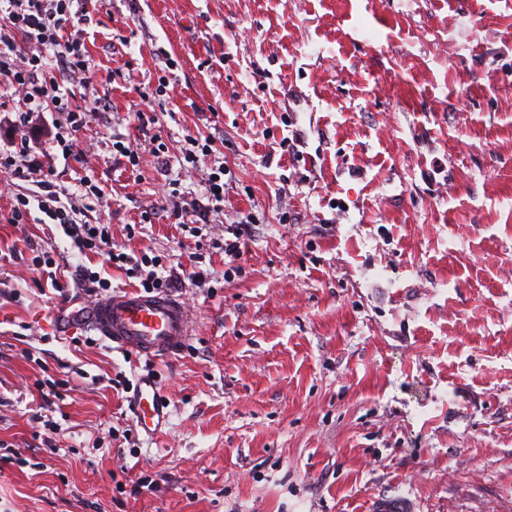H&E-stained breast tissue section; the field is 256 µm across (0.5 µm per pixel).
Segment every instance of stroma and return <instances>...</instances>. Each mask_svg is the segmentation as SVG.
<instances>
[{
	"mask_svg": "<svg viewBox=\"0 0 512 512\" xmlns=\"http://www.w3.org/2000/svg\"><path fill=\"white\" fill-rule=\"evenodd\" d=\"M84 30L93 77L46 74L93 115L66 155L46 106L32 145L110 234L84 256L39 210L9 223L36 185L0 171V512H369L393 494L512 512V0H99ZM189 135L214 156L187 163ZM219 162L224 209L196 237L170 193L202 196ZM250 213L225 278L214 244ZM117 250L186 271L204 254L206 282L171 291L191 321L175 356L58 333L94 302L64 295L81 266L134 290ZM118 373L155 377L154 436L126 440ZM63 377L47 442L39 383Z\"/></svg>",
	"mask_w": 512,
	"mask_h": 512,
	"instance_id": "1",
	"label": "stroma"
}]
</instances>
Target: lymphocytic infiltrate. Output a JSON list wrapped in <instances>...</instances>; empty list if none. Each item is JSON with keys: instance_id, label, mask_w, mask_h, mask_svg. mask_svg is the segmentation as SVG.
Segmentation results:
<instances>
[{"instance_id": "f902f5d3", "label": "lymphocytic infiltrate", "mask_w": 512, "mask_h": 512, "mask_svg": "<svg viewBox=\"0 0 512 512\" xmlns=\"http://www.w3.org/2000/svg\"><path fill=\"white\" fill-rule=\"evenodd\" d=\"M92 0H0V87H15L26 103L17 124L29 127L40 110L39 103L48 101L64 115L54 122L53 141L63 153H70L73 138L87 125V109L72 105L69 92L61 90L57 81L46 78V62L55 58L75 73H89L90 56L82 29L71 23L72 7L88 14ZM24 41L28 51L23 58L13 59L17 41ZM223 168L210 174L201 199L180 202L174 213L186 224H209L210 218L224 203ZM42 211L59 226L80 254L98 249L109 237V225L77 222L65 203L43 206Z\"/></svg>"}]
</instances>
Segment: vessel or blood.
Here are the masks:
<instances>
[{
    "mask_svg": "<svg viewBox=\"0 0 512 512\" xmlns=\"http://www.w3.org/2000/svg\"><path fill=\"white\" fill-rule=\"evenodd\" d=\"M96 331L103 338L140 355L166 357L179 351L189 334L184 303L167 295L136 291L99 301L70 313L60 322L62 333ZM164 400L155 384L140 389L136 406L138 427L153 433L162 416Z\"/></svg>",
    "mask_w": 512,
    "mask_h": 512,
    "instance_id": "1",
    "label": "vessel or blood"
}]
</instances>
